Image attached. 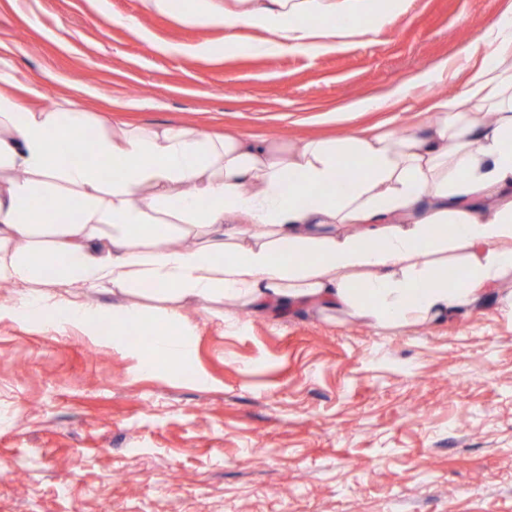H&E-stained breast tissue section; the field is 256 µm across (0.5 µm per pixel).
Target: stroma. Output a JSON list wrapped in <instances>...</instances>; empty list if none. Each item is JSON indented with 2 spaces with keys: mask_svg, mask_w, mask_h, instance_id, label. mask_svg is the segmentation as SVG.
<instances>
[{
  "mask_svg": "<svg viewBox=\"0 0 512 512\" xmlns=\"http://www.w3.org/2000/svg\"><path fill=\"white\" fill-rule=\"evenodd\" d=\"M512 0H409L330 52L224 54L223 25L147 0H0V66L29 106L283 141L414 129L329 111L456 65ZM160 42L181 44L163 54ZM0 288V512H512V281L438 323L382 329L311 306L179 305L180 369L84 326L11 315Z\"/></svg>",
  "mask_w": 512,
  "mask_h": 512,
  "instance_id": "stroma-1",
  "label": "stroma"
}]
</instances>
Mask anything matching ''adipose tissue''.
I'll return each mask as SVG.
<instances>
[{"instance_id":"obj_1","label":"adipose tissue","mask_w":512,"mask_h":512,"mask_svg":"<svg viewBox=\"0 0 512 512\" xmlns=\"http://www.w3.org/2000/svg\"><path fill=\"white\" fill-rule=\"evenodd\" d=\"M273 2L225 9V46L235 29L260 27L268 37L251 44L258 54L333 51L381 32L408 4ZM467 54L481 65L458 93L420 110L421 131L296 141L97 125L65 105L33 112L0 69V279L18 290L14 314L105 322L119 344L146 319L127 295L157 287L172 307L141 362L150 371L188 354L182 302L310 304L386 328L467 310L512 275V11ZM89 132L98 155L119 165L111 182L94 164L65 160ZM350 163L362 171L352 182ZM447 269L459 285L442 279ZM48 280L72 286V297L43 291ZM94 288L113 304L82 299Z\"/></svg>"}]
</instances>
